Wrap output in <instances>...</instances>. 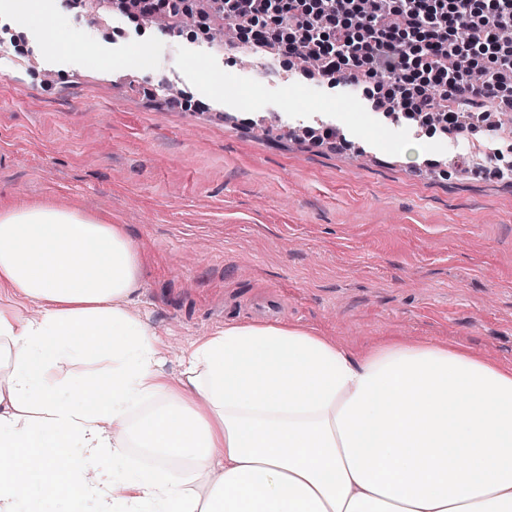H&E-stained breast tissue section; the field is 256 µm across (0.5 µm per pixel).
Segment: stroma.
<instances>
[{
	"mask_svg": "<svg viewBox=\"0 0 512 512\" xmlns=\"http://www.w3.org/2000/svg\"><path fill=\"white\" fill-rule=\"evenodd\" d=\"M43 2L66 55L0 6V193L126 225L168 373L184 346L252 322L247 301L268 291L282 322L340 346L454 343L512 368V177L472 161L483 135L386 123L268 48ZM326 126L358 151L325 144Z\"/></svg>",
	"mask_w": 512,
	"mask_h": 512,
	"instance_id": "35a3bbf8",
	"label": "stroma"
}]
</instances>
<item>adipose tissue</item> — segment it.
<instances>
[{
	"instance_id": "obj_1",
	"label": "adipose tissue",
	"mask_w": 512,
	"mask_h": 512,
	"mask_svg": "<svg viewBox=\"0 0 512 512\" xmlns=\"http://www.w3.org/2000/svg\"><path fill=\"white\" fill-rule=\"evenodd\" d=\"M143 277L111 215L0 197V290L32 305H0V512L34 486L80 512H512V369L229 321L182 349L175 381L128 309ZM101 358L69 397L71 367Z\"/></svg>"
}]
</instances>
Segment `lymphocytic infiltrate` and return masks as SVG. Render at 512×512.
I'll return each instance as SVG.
<instances>
[{"instance_id": "1", "label": "lymphocytic infiltrate", "mask_w": 512, "mask_h": 512, "mask_svg": "<svg viewBox=\"0 0 512 512\" xmlns=\"http://www.w3.org/2000/svg\"><path fill=\"white\" fill-rule=\"evenodd\" d=\"M222 14L253 29L251 45L308 49L324 76L381 79L368 101L435 131L512 101V0H224Z\"/></svg>"}]
</instances>
